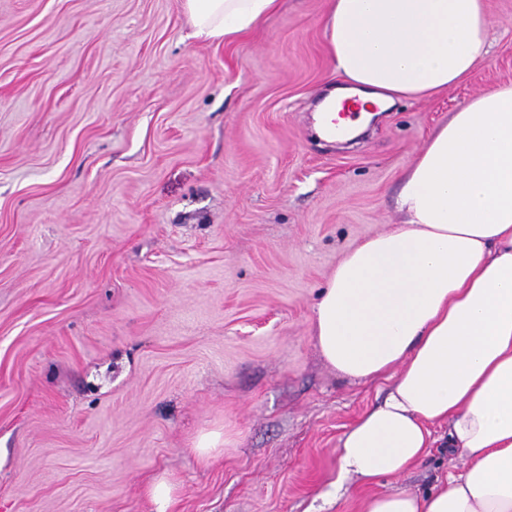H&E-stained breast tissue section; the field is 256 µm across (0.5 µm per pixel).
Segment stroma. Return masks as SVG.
Wrapping results in <instances>:
<instances>
[{
    "label": "stroma",
    "mask_w": 512,
    "mask_h": 512,
    "mask_svg": "<svg viewBox=\"0 0 512 512\" xmlns=\"http://www.w3.org/2000/svg\"><path fill=\"white\" fill-rule=\"evenodd\" d=\"M329 6L218 43L182 0H0V512H153L161 476L171 512H362L462 467L434 448L324 503L393 379L342 376L312 323L431 132L512 85V0L487 62L355 142L314 128ZM174 488V484L166 477H159L151 483L148 494L153 512H170L174 502Z\"/></svg>",
    "instance_id": "1"
}]
</instances>
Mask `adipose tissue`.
Returning <instances> with one entry per match:
<instances>
[{
  "label": "adipose tissue",
  "instance_id": "ef3b65f1",
  "mask_svg": "<svg viewBox=\"0 0 512 512\" xmlns=\"http://www.w3.org/2000/svg\"><path fill=\"white\" fill-rule=\"evenodd\" d=\"M278 0H183L195 39L232 41ZM485 0H332L325 48L339 85L388 111L464 80L489 57ZM402 223L336 265L312 333L325 361L358 382L394 373L388 396L341 439L335 497L400 476L434 447L464 468L419 496L365 499L364 512H512V86L453 112L407 168Z\"/></svg>",
  "mask_w": 512,
  "mask_h": 512
}]
</instances>
